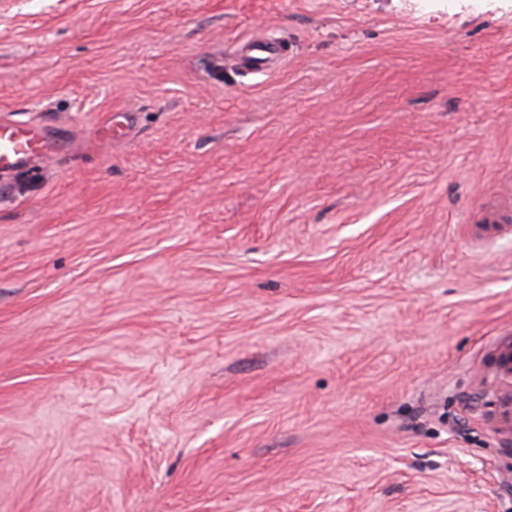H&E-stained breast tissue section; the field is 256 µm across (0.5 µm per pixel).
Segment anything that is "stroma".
<instances>
[{"instance_id":"obj_1","label":"stroma","mask_w":512,"mask_h":512,"mask_svg":"<svg viewBox=\"0 0 512 512\" xmlns=\"http://www.w3.org/2000/svg\"><path fill=\"white\" fill-rule=\"evenodd\" d=\"M1 121L0 512H512V0H0ZM244 61L252 69L261 72L272 62L285 56L283 45L276 41L249 40L242 44ZM48 155L42 133L21 124H0V173L5 170L34 168Z\"/></svg>"}]
</instances>
